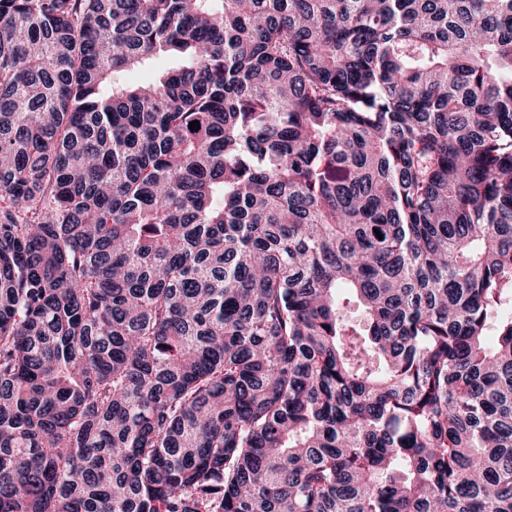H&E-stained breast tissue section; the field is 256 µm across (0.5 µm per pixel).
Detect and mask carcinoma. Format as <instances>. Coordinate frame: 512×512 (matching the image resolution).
Returning <instances> with one entry per match:
<instances>
[{
    "label": "carcinoma",
    "mask_w": 512,
    "mask_h": 512,
    "mask_svg": "<svg viewBox=\"0 0 512 512\" xmlns=\"http://www.w3.org/2000/svg\"><path fill=\"white\" fill-rule=\"evenodd\" d=\"M509 291L512 0H0V512H512Z\"/></svg>",
    "instance_id": "carcinoma-1"
}]
</instances>
